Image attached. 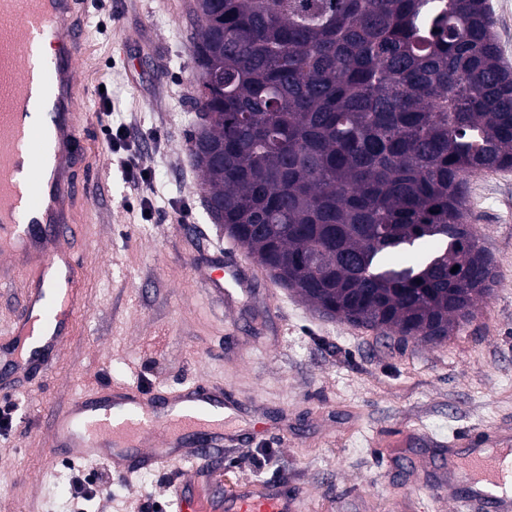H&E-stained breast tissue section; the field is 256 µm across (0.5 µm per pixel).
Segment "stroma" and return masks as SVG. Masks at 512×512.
Wrapping results in <instances>:
<instances>
[{
	"label": "stroma",
	"instance_id": "stroma-1",
	"mask_svg": "<svg viewBox=\"0 0 512 512\" xmlns=\"http://www.w3.org/2000/svg\"><path fill=\"white\" fill-rule=\"evenodd\" d=\"M194 0H100L87 16L76 111L99 196L74 211L85 309L49 369L12 386L0 430V512H68L69 459L49 447L48 417L77 393L124 384L143 394L194 382L237 403L217 469L224 493L287 483L298 512H454L451 466L473 429L512 435V169L471 179V222L497 283L474 319L432 344L329 319L265 277L212 299L217 266L247 270L245 248L211 222L187 137L196 76ZM130 128L151 185L123 181L98 123L99 87ZM154 205L143 219L141 196ZM176 468L113 477L95 512L168 508Z\"/></svg>",
	"mask_w": 512,
	"mask_h": 512
}]
</instances>
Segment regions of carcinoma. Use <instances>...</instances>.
Returning <instances> with one entry per match:
<instances>
[{"label": "carcinoma", "instance_id": "1", "mask_svg": "<svg viewBox=\"0 0 512 512\" xmlns=\"http://www.w3.org/2000/svg\"><path fill=\"white\" fill-rule=\"evenodd\" d=\"M211 218L315 310L424 341L495 283L472 177L512 169L489 0H195ZM459 266L456 272L452 267Z\"/></svg>", "mask_w": 512, "mask_h": 512}]
</instances>
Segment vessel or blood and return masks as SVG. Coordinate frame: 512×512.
<instances>
[{"mask_svg":"<svg viewBox=\"0 0 512 512\" xmlns=\"http://www.w3.org/2000/svg\"><path fill=\"white\" fill-rule=\"evenodd\" d=\"M85 0H0V283L14 268L26 271L21 309L7 351L16 371L31 375L62 354L84 307L82 266L71 249V212L96 193L95 178L75 180L73 164L85 138L75 117V70L85 49ZM57 45L41 55L43 43ZM223 391L195 382L158 398L128 386L73 395L50 418V445L71 458L105 462L122 477L142 469L194 462L170 488L173 512H292L294 499L279 486L232 496L214 486L198 461L220 462L223 421L235 410ZM467 467L480 499L499 512L495 494L506 473L486 454L493 435L470 431Z\"/></svg>","mask_w":512,"mask_h":512,"instance_id":"vessel-or-blood-1","label":"vessel or blood"}]
</instances>
